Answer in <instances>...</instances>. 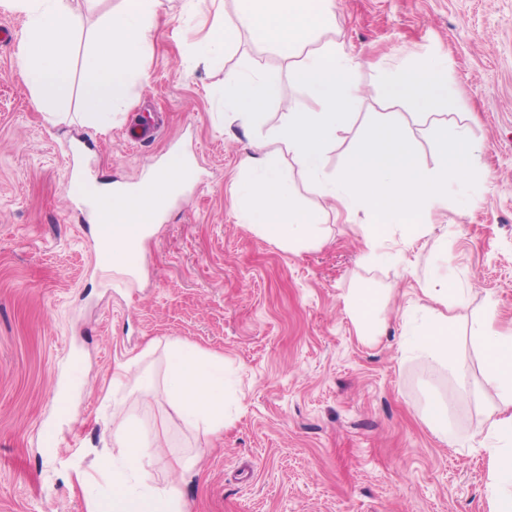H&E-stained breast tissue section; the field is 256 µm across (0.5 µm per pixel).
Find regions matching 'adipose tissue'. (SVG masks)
I'll return each mask as SVG.
<instances>
[{"label": "adipose tissue", "mask_w": 512, "mask_h": 512, "mask_svg": "<svg viewBox=\"0 0 512 512\" xmlns=\"http://www.w3.org/2000/svg\"><path fill=\"white\" fill-rule=\"evenodd\" d=\"M9 9L27 18L17 56L18 72L48 121L67 106L72 91L73 41L76 26L70 0H7ZM164 0H123L93 36L84 55L79 120L97 132L111 128L135 81L144 79L143 57ZM274 92V84L260 62L251 60L225 80L221 102L243 126L259 123L260 104ZM186 162L172 157L143 185L141 191L100 188L83 182L75 188L92 210L95 223L112 227L111 266L126 269L132 252L154 225L149 215L165 212L170 196L180 187ZM493 313L473 324L471 336L481 348L485 385L498 396L506 415L495 418L485 433L491 468L489 495L495 512H512V333L495 330ZM455 341L454 319L446 313L416 323L410 347L435 361H448ZM164 392L186 422L202 426L205 434L224 430V369L212 358L172 342L168 345V378ZM112 439L120 457H103L97 470L110 482L106 499L92 502L89 512H182L176 486H156L145 468L156 443L132 432L125 419L113 418Z\"/></svg>", "instance_id": "adipose-tissue-1"}]
</instances>
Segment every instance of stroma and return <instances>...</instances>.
<instances>
[{"label":"stroma","instance_id":"1","mask_svg":"<svg viewBox=\"0 0 512 512\" xmlns=\"http://www.w3.org/2000/svg\"><path fill=\"white\" fill-rule=\"evenodd\" d=\"M184 4L169 0L142 60L147 78L104 133L48 123L17 73L16 44L0 43V512H88L108 482L83 487L76 474L119 455L116 411L160 441L146 468L156 483L178 484L184 512H491L488 458L475 446L500 401L484 390L470 328L490 300L495 328H512V0H334L320 40L359 61L361 97L326 155L328 175L386 109L378 65L411 49L447 57L452 109L483 145L467 205L440 210L410 246L393 240L398 257L375 267L364 261L365 214H337L296 170L300 197L328 213L326 244L294 250L240 223L231 188L241 158L309 100L289 59L251 32L217 62L197 60L196 43L215 15L234 19L235 2ZM121 7L77 6L69 113L80 110L86 47ZM252 57L277 93L260 107L263 126L247 130L217 103L225 78ZM147 114L160 131L131 146L125 132ZM175 156L191 177L141 243L147 268L90 267L93 218L75 180L127 186ZM442 279L463 301L452 310L451 357L437 362L408 354L403 329L433 307L425 281ZM361 289L380 300L368 335L346 307ZM172 341L223 361L221 436L187 424L164 395ZM435 399L448 405L445 438L425 420ZM47 420L60 436L54 451L41 445Z\"/></svg>","mask_w":512,"mask_h":512}]
</instances>
